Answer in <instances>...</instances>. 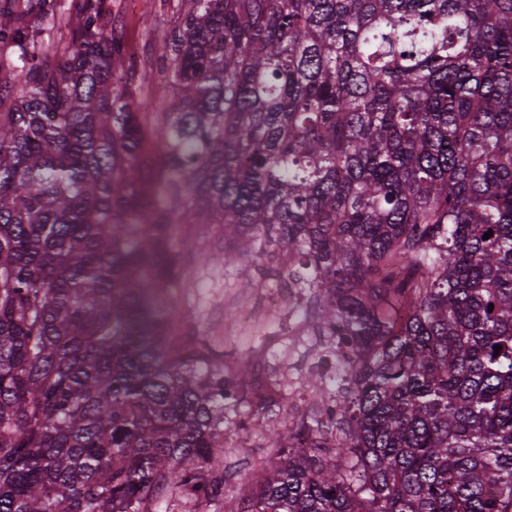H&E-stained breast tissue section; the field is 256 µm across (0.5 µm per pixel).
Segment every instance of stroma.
Returning a JSON list of instances; mask_svg holds the SVG:
<instances>
[{
    "label": "stroma",
    "mask_w": 512,
    "mask_h": 512,
    "mask_svg": "<svg viewBox=\"0 0 512 512\" xmlns=\"http://www.w3.org/2000/svg\"><path fill=\"white\" fill-rule=\"evenodd\" d=\"M103 7L114 21L116 33L131 56L136 73L156 69L154 82L142 85L140 94L152 113L163 111L176 93L170 77L160 73L165 33L186 0H103ZM189 239V276L191 286L178 295L175 307L179 328L193 329L217 350H229L236 359L250 362L251 379L267 374L279 387L267 400L253 399L249 386L239 388L248 404L252 420L246 429L233 433L234 446L224 449V471L231 486L227 497L210 512H242L243 497L255 485L262 472L275 468L281 451L268 437V426L287 431L292 420L313 412L321 385L308 387L306 398L287 402L289 373L307 377V363L291 364L287 353H271L264 341L272 339L273 305L261 294L242 296L237 281H225L224 268L213 257L227 249L221 225L204 224L183 227Z\"/></svg>",
    "instance_id": "1"
}]
</instances>
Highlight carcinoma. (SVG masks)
Listing matches in <instances>:
<instances>
[{"label":"carcinoma","instance_id":"obj_1","mask_svg":"<svg viewBox=\"0 0 512 512\" xmlns=\"http://www.w3.org/2000/svg\"><path fill=\"white\" fill-rule=\"evenodd\" d=\"M11 4L0 512L224 496L249 363L145 316L187 287L182 224L223 226L226 269L274 261L342 361L328 422L270 431L288 454L243 512H512V0H189L157 162L99 0L63 48L39 37L58 0Z\"/></svg>","mask_w":512,"mask_h":512}]
</instances>
